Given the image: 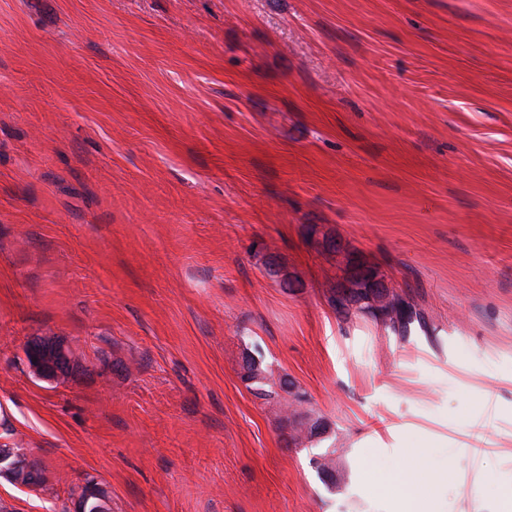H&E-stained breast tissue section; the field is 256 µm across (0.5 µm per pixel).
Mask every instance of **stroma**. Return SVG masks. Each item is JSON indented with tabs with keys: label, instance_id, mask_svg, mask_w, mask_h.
<instances>
[{
	"label": "stroma",
	"instance_id": "35a3bbf8",
	"mask_svg": "<svg viewBox=\"0 0 512 512\" xmlns=\"http://www.w3.org/2000/svg\"><path fill=\"white\" fill-rule=\"evenodd\" d=\"M352 252L422 322L337 314ZM1 442L0 512H512V0H0ZM27 362L33 373L50 381L68 378L74 371L75 360L69 349L54 338H37L27 347ZM250 374L245 376L246 380H255L252 383V390L257 398L265 400L264 403L279 406L283 413V428H290L286 443L287 446L295 447L302 445L305 441L312 442V439L327 432V424L320 418H314L309 411L299 409L308 401L305 391L286 376L277 380L265 371L250 368ZM286 380L289 385L286 386ZM6 463H8L6 466H2ZM37 471V463L32 459L17 458L12 448L0 445V477L16 486L37 489V486L33 484L37 477Z\"/></svg>",
	"mask_w": 512,
	"mask_h": 512
}]
</instances>
